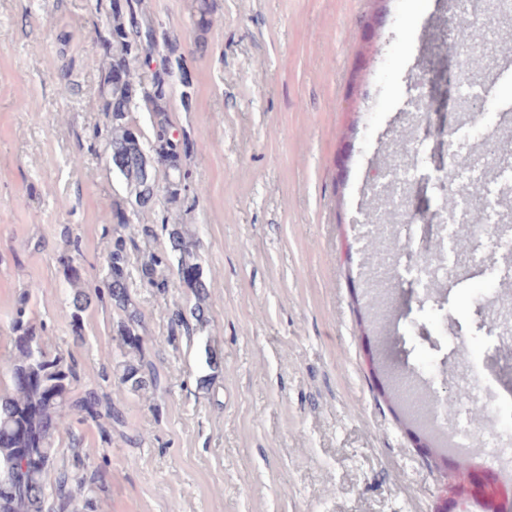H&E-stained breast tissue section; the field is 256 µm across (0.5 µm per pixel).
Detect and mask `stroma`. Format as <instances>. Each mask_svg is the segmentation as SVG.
Wrapping results in <instances>:
<instances>
[{"label": "stroma", "instance_id": "1", "mask_svg": "<svg viewBox=\"0 0 512 512\" xmlns=\"http://www.w3.org/2000/svg\"><path fill=\"white\" fill-rule=\"evenodd\" d=\"M145 2L181 45L192 99L174 102L171 119L199 150L181 205L157 201L125 230L128 287L145 316L135 354L117 339L110 301L92 305L81 332L67 316V267H80L87 291L101 287L112 247L101 219L127 195L90 139L105 115L100 64L81 40L105 17L95 0H0V362L16 301L38 283L45 344L126 420L108 445L95 423L73 424L56 439L60 459L76 443L106 471L96 512H483L503 483L472 463L455 471L425 422L430 401L395 391L427 362L431 391L464 408L512 387L500 345L512 305L470 301L512 274L497 261L505 234L473 239L458 258L472 274L447 296L423 300L410 274L442 260L431 245L445 219L440 179L512 125V64L494 70L471 138L451 116L424 129L429 157L408 186L413 243L397 241V273L380 279L373 184L402 148L410 80L445 0H215L204 33L193 0ZM169 222L199 241L211 296L200 330L170 322L194 303L176 274L161 269V291L139 280L168 247ZM458 344L472 355L445 375ZM141 358L163 391L121 384L124 363Z\"/></svg>", "mask_w": 512, "mask_h": 512}]
</instances>
